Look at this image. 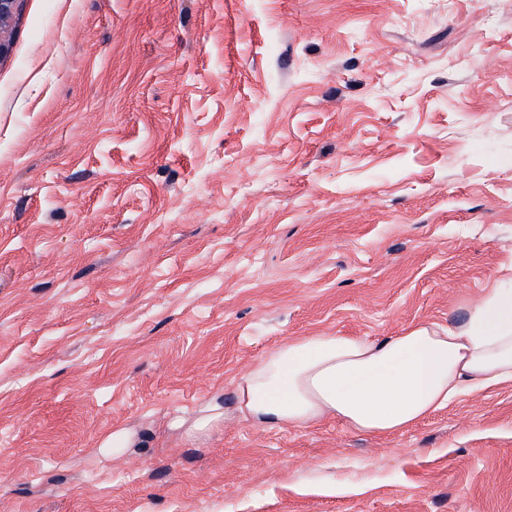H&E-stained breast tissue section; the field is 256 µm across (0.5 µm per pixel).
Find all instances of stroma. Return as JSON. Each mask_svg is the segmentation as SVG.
Here are the masks:
<instances>
[{
    "label": "stroma",
    "instance_id": "1",
    "mask_svg": "<svg viewBox=\"0 0 512 512\" xmlns=\"http://www.w3.org/2000/svg\"><path fill=\"white\" fill-rule=\"evenodd\" d=\"M0 37V512H512V385L382 437L233 410L284 340L512 279V0H18ZM135 446V439L131 432L125 429L112 431V436L104 443L100 452L103 455H109L112 448V454L126 453Z\"/></svg>",
    "mask_w": 512,
    "mask_h": 512
}]
</instances>
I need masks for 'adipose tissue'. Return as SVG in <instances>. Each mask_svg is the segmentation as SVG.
Listing matches in <instances>:
<instances>
[{
    "mask_svg": "<svg viewBox=\"0 0 512 512\" xmlns=\"http://www.w3.org/2000/svg\"><path fill=\"white\" fill-rule=\"evenodd\" d=\"M512 384V286L490 288L450 327L421 321L369 339H288L234 383L236 410L261 430L327 418L368 436L406 430L465 391Z\"/></svg>",
    "mask_w": 512,
    "mask_h": 512,
    "instance_id": "obj_1",
    "label": "adipose tissue"
}]
</instances>
